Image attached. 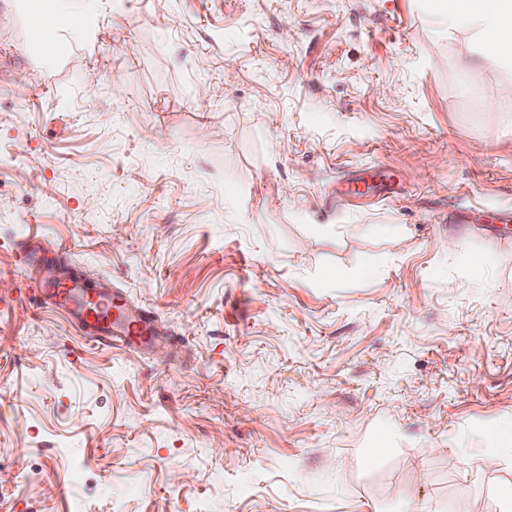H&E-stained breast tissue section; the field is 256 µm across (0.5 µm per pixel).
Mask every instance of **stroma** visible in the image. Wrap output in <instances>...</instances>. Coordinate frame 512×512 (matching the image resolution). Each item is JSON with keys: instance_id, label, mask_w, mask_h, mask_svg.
<instances>
[{"instance_id": "obj_1", "label": "stroma", "mask_w": 512, "mask_h": 512, "mask_svg": "<svg viewBox=\"0 0 512 512\" xmlns=\"http://www.w3.org/2000/svg\"><path fill=\"white\" fill-rule=\"evenodd\" d=\"M80 7L47 58L0 0V512H500L512 66L426 0ZM27 241L162 336H79Z\"/></svg>"}]
</instances>
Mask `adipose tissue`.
Returning <instances> with one entry per match:
<instances>
[{
    "instance_id": "ef3b65f1",
    "label": "adipose tissue",
    "mask_w": 512,
    "mask_h": 512,
    "mask_svg": "<svg viewBox=\"0 0 512 512\" xmlns=\"http://www.w3.org/2000/svg\"><path fill=\"white\" fill-rule=\"evenodd\" d=\"M434 14L442 16L449 28L462 31L467 44L490 46L500 62L512 65V0H428ZM58 25L61 36L45 28H34L33 39L47 56L65 53L68 33L85 28L87 17L69 7H60Z\"/></svg>"
}]
</instances>
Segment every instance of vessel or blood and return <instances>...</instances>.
I'll list each match as a JSON object with an SVG mask.
<instances>
[{
	"mask_svg": "<svg viewBox=\"0 0 512 512\" xmlns=\"http://www.w3.org/2000/svg\"><path fill=\"white\" fill-rule=\"evenodd\" d=\"M35 286L46 304L64 311L93 343L142 351L162 329L152 310L134 306L110 285L91 288L77 279L46 283L37 278Z\"/></svg>",
	"mask_w": 512,
	"mask_h": 512,
	"instance_id": "b4317fda",
	"label": "vessel or blood"
}]
</instances>
